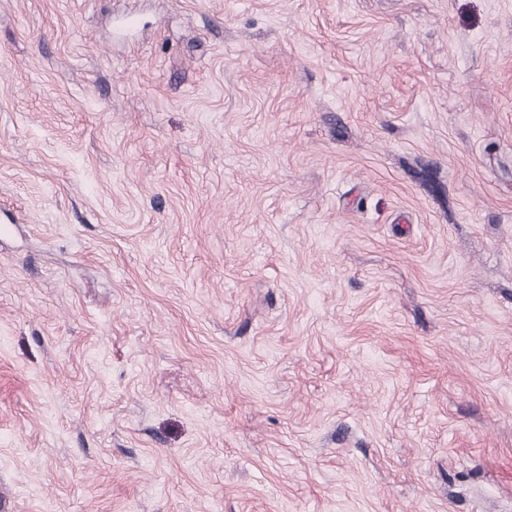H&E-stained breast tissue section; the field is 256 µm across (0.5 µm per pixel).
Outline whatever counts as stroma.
Returning a JSON list of instances; mask_svg holds the SVG:
<instances>
[{
    "label": "stroma",
    "instance_id": "stroma-1",
    "mask_svg": "<svg viewBox=\"0 0 512 512\" xmlns=\"http://www.w3.org/2000/svg\"><path fill=\"white\" fill-rule=\"evenodd\" d=\"M0 512H512V0H0Z\"/></svg>",
    "mask_w": 512,
    "mask_h": 512
}]
</instances>
